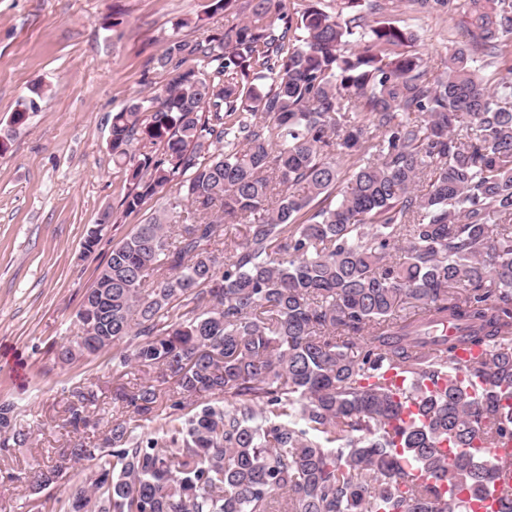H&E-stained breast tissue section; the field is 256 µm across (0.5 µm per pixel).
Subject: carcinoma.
Segmentation results:
<instances>
[{
  "instance_id": "1",
  "label": "carcinoma",
  "mask_w": 512,
  "mask_h": 512,
  "mask_svg": "<svg viewBox=\"0 0 512 512\" xmlns=\"http://www.w3.org/2000/svg\"><path fill=\"white\" fill-rule=\"evenodd\" d=\"M458 6L243 0L241 23L169 41L156 65L171 79L112 113L110 137L125 212L176 195L112 248L82 334L51 346L62 363L110 351L155 370L114 400L158 433L116 416L34 470V493L96 458L70 512H471L486 498L502 478L491 450L512 444V91L484 71L512 74V0H464L435 72L401 19ZM203 393L224 405L197 408ZM96 401L76 388L67 424ZM31 439L0 402V453Z\"/></svg>"
}]
</instances>
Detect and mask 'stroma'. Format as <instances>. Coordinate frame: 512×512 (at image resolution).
<instances>
[{
  "mask_svg": "<svg viewBox=\"0 0 512 512\" xmlns=\"http://www.w3.org/2000/svg\"><path fill=\"white\" fill-rule=\"evenodd\" d=\"M240 20L211 13L210 0H0V401L35 438L16 452V481L0 482V512H34L96 471V461H82L36 496L20 481L68 438L61 415L74 387L96 385L94 411L107 421L113 390L142 377L104 352L63 364L49 350L75 336L99 267L155 209L151 200L130 214L120 205L129 184L112 162V114L168 83L153 60L170 40ZM37 83L38 111L13 124L17 101ZM105 210L116 221L86 249Z\"/></svg>",
  "mask_w": 512,
  "mask_h": 512,
  "instance_id": "obj_1",
  "label": "stroma"
}]
</instances>
